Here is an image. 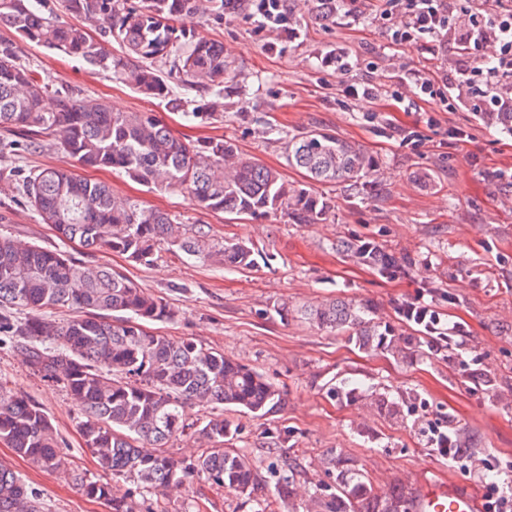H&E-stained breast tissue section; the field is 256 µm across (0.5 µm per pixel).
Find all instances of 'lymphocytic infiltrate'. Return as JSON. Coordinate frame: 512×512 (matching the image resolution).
<instances>
[{
    "label": "lymphocytic infiltrate",
    "instance_id": "1",
    "mask_svg": "<svg viewBox=\"0 0 512 512\" xmlns=\"http://www.w3.org/2000/svg\"><path fill=\"white\" fill-rule=\"evenodd\" d=\"M463 0H377L378 18L391 41L417 46L423 36L452 35L460 45L492 47L490 59H475L458 68L447 90L420 72L409 80L420 95L439 100L445 111H454L457 94L466 88L484 87V109L512 113V0H494L492 13L463 7Z\"/></svg>",
    "mask_w": 512,
    "mask_h": 512
}]
</instances>
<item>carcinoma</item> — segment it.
I'll list each match as a JSON object with an SVG mask.
<instances>
[{
	"label": "carcinoma",
	"mask_w": 512,
	"mask_h": 512,
	"mask_svg": "<svg viewBox=\"0 0 512 512\" xmlns=\"http://www.w3.org/2000/svg\"><path fill=\"white\" fill-rule=\"evenodd\" d=\"M215 15L249 7L247 0H207ZM63 8L78 19H54ZM200 10L199 0H0V25L12 39H0V128L57 141L82 169H115L155 191L188 196L201 209L250 217L281 214L291 224H324L334 218L336 200L314 184H343L369 197L381 187L382 160L359 145L321 129L288 136V165L305 171L309 184H296L279 170L239 153L222 138L186 142L153 112H114L95 99L62 97L47 111V88L18 61L16 42L31 43L82 60L116 76L132 89L170 103L171 81L210 96L190 112L188 122L222 121L224 83L231 62L221 42L172 24L175 17ZM117 41L124 51L112 54ZM181 52L168 72L158 63ZM483 121L512 134V114L483 112ZM23 203L59 238L91 250L120 253L150 265L164 251L227 272L269 264L273 255L244 241L217 240L205 226L186 229L171 214L134 201L119 202L109 185L71 169L25 172L0 170ZM336 251L395 279L411 260L397 257L371 240L342 239ZM67 309L75 315L56 321L47 313ZM375 304L334 298L295 308L286 302L275 312L297 316L320 330L346 331L363 351L396 357L408 346L374 321ZM26 313L20 317V313ZM178 311L163 298L138 287L107 266L88 267L66 252L20 244L0 236V344L26 356L31 370L62 386L79 414L84 444L101 471L131 484L123 495L108 484L73 475L90 499L104 500L111 512H139L135 496L156 500L147 512H168L159 489H189L200 477L250 503L260 484L252 459L234 447L238 429L213 413L195 426L185 408L223 407L251 417L280 408L281 390L254 367L224 351L188 339L157 334L152 325L174 320ZM191 436L200 453L192 460L171 455L170 442ZM0 442L38 470L62 465L61 441L43 409L0 384ZM147 442L153 453L140 450ZM269 475L279 496H289L295 466L273 465ZM323 512H400L406 497L386 502L337 470L335 485L310 495ZM255 502V501H253ZM252 512H272L255 502ZM37 492L12 469L0 464V512H40Z\"/></svg>",
	"instance_id": "carcinoma-1"
}]
</instances>
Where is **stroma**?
<instances>
[{
  "label": "stroma",
  "mask_w": 512,
  "mask_h": 512,
  "mask_svg": "<svg viewBox=\"0 0 512 512\" xmlns=\"http://www.w3.org/2000/svg\"><path fill=\"white\" fill-rule=\"evenodd\" d=\"M292 19L262 24L252 11L211 16L187 14L177 27L223 43L233 63L225 85L224 119L184 125L179 110H192L203 93L179 89L182 108L148 98L82 61L30 44L18 47L21 64L50 89L98 99L117 112H155L172 132L189 140L221 138L239 152L300 180L288 168L280 143L268 139L274 125L296 134L321 128L361 144L384 161L376 196L359 198L333 188L334 221L290 224L279 216L231 220L199 209L185 195L148 190L122 173L87 171L113 194L146 208L167 211L177 223L204 224L213 238L248 239L273 253L269 265L227 273L166 253L140 265L123 256L62 243L41 223L13 185L0 182V234L23 243L60 248L85 265H109L146 292L178 309L157 332L188 338L262 371L281 390L275 413L252 418L234 411L236 441L258 467L295 464L296 493L276 512H306L308 487L334 483L327 464L337 453L353 480L380 497L408 492L418 475L437 481L472 482L473 471L512 476V136L478 118L480 97L463 98L444 112L419 100L406 77L417 70L444 82L468 56L450 37L393 44L369 11L317 19L310 0H291ZM372 83L373 98L349 94V85ZM460 129L464 138L453 137ZM70 158L46 145L0 156V169L71 168ZM342 238H367L413 261L399 279L380 276L336 252ZM370 300L378 322L411 336L398 306L424 300L463 335L455 354L421 347L404 359L367 353L347 335L319 330L298 318L281 319L280 302L301 305L326 298ZM358 379L354 397L338 393L343 379ZM0 382L34 400L49 416L63 448L64 472L29 466L0 443V462L37 491L42 512H109L106 501L88 499L69 471L103 479L78 430L79 414L59 384L33 374L24 354L0 347ZM385 394L401 407L392 418L374 404ZM456 433L477 446L472 472L428 445L436 433ZM250 512L240 499L204 480L192 491L175 489L169 512Z\"/></svg>",
  "instance_id": "stroma-1"
}]
</instances>
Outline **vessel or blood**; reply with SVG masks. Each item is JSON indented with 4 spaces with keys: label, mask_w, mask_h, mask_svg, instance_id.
<instances>
[{
    "label": "vessel or blood",
    "mask_w": 512,
    "mask_h": 512,
    "mask_svg": "<svg viewBox=\"0 0 512 512\" xmlns=\"http://www.w3.org/2000/svg\"><path fill=\"white\" fill-rule=\"evenodd\" d=\"M408 512H480L479 496L461 483L437 484L420 478L414 481L407 502Z\"/></svg>",
    "instance_id": "vessel-or-blood-1"
}]
</instances>
